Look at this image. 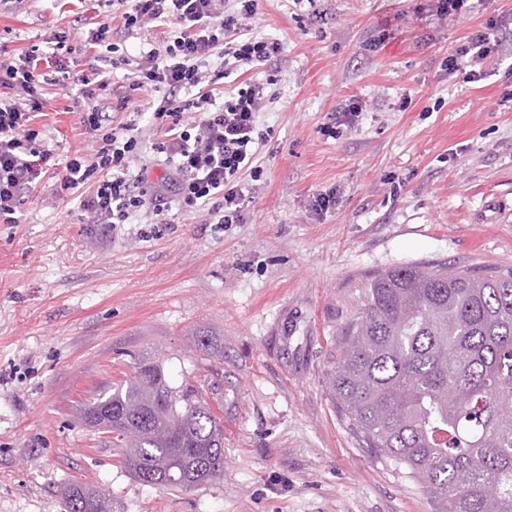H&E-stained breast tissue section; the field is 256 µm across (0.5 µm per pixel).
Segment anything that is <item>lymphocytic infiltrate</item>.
Segmentation results:
<instances>
[{
	"mask_svg": "<svg viewBox=\"0 0 512 512\" xmlns=\"http://www.w3.org/2000/svg\"><path fill=\"white\" fill-rule=\"evenodd\" d=\"M111 12L84 30L90 45L112 43L136 30L163 29L156 45L140 49L124 74L122 107L145 94L156 132L146 140L137 123L108 127L100 101L113 84L118 59L101 57L90 75L81 76L78 94L86 106L80 125L89 148L60 157L44 142L34 120L48 104L47 86L69 76L66 55L70 33L55 31L45 46H32L23 57L0 58V224L19 223L26 198L46 177L55 179L59 196L79 194L84 224H125L147 213L167 221L171 207L206 211L212 224H240L248 183L258 180L256 147L263 142L257 119L267 102L266 84L250 72L278 58L281 41L251 33L247 22L257 0H104ZM499 40L479 32L443 61L448 73L481 80V68L498 58ZM54 59L56 71L40 72ZM240 75L230 90L220 80ZM159 157L164 171L150 181L147 169L131 173L144 148Z\"/></svg>",
	"mask_w": 512,
	"mask_h": 512,
	"instance_id": "lymphocytic-infiltrate-1",
	"label": "lymphocytic infiltrate"
}]
</instances>
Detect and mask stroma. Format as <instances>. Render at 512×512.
Masks as SVG:
<instances>
[{"label":"stroma","instance_id":"obj_1","mask_svg":"<svg viewBox=\"0 0 512 512\" xmlns=\"http://www.w3.org/2000/svg\"><path fill=\"white\" fill-rule=\"evenodd\" d=\"M106 13L23 0L0 12V54ZM492 20L502 60L477 82L448 75L444 58ZM250 26L283 50L261 72L274 100L244 223L174 209L166 224H83L46 178L21 223L0 224V512H63L71 480L122 512H432L404 466L364 448L324 375L367 275L512 270V0L460 16L437 0H259ZM46 92L35 125L50 149L86 148L76 88ZM353 101L351 126L323 135ZM329 190L335 205L313 210ZM138 357L163 359L174 387L218 373L223 478L144 485L76 417Z\"/></svg>","mask_w":512,"mask_h":512}]
</instances>
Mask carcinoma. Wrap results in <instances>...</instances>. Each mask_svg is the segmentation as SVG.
Returning <instances> with one entry per match:
<instances>
[{
    "label": "carcinoma",
    "instance_id": "obj_1",
    "mask_svg": "<svg viewBox=\"0 0 512 512\" xmlns=\"http://www.w3.org/2000/svg\"><path fill=\"white\" fill-rule=\"evenodd\" d=\"M333 343L326 386L364 447L407 467L434 512H512V272L375 271ZM199 395L142 358L77 413L138 481L182 490L224 471L223 417ZM63 497L65 512H119L85 484Z\"/></svg>",
    "mask_w": 512,
    "mask_h": 512
}]
</instances>
